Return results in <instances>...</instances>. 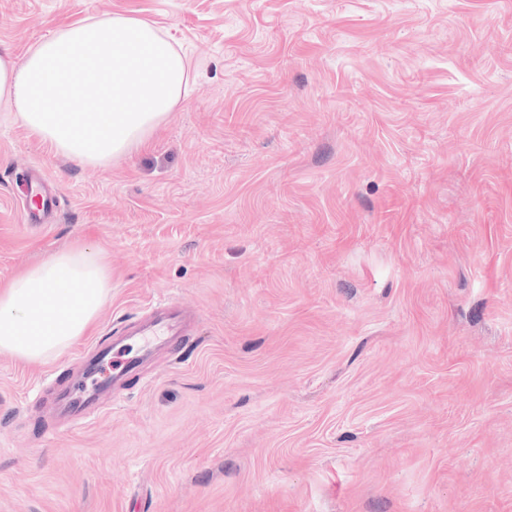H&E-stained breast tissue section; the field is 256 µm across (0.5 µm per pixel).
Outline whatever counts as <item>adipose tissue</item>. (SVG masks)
Segmentation results:
<instances>
[{
	"label": "adipose tissue",
	"mask_w": 512,
	"mask_h": 512,
	"mask_svg": "<svg viewBox=\"0 0 512 512\" xmlns=\"http://www.w3.org/2000/svg\"><path fill=\"white\" fill-rule=\"evenodd\" d=\"M189 95L184 56L133 16L88 18L0 54V102L79 165L105 166L145 143ZM102 253L58 249L0 289V351L58 359L97 319L111 291Z\"/></svg>",
	"instance_id": "ef3b65f1"
}]
</instances>
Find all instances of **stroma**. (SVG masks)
I'll use <instances>...</instances> for the list:
<instances>
[{
    "instance_id": "stroma-1",
    "label": "stroma",
    "mask_w": 512,
    "mask_h": 512,
    "mask_svg": "<svg viewBox=\"0 0 512 512\" xmlns=\"http://www.w3.org/2000/svg\"><path fill=\"white\" fill-rule=\"evenodd\" d=\"M115 14L187 57L147 143L80 166L0 104V287L71 245L112 275L61 358L0 352V512H512V0H0V52ZM159 301L171 353L126 333ZM58 208V198L53 194L41 171L29 170V187L23 207V222L26 224H52ZM168 315L160 317L154 322L153 328L144 332L143 336H166L168 342L175 348L180 346L177 336H184L183 310L173 302H167L165 306ZM106 391V387L100 386L92 392H74L64 397L62 411L74 419H82L98 409L100 395Z\"/></svg>"
}]
</instances>
